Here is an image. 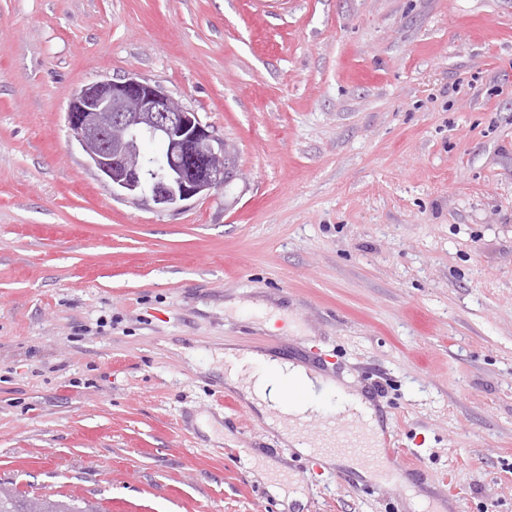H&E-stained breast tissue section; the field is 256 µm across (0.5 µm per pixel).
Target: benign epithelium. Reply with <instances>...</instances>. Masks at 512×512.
I'll use <instances>...</instances> for the list:
<instances>
[{"label": "benign epithelium", "instance_id": "7a95c632", "mask_svg": "<svg viewBox=\"0 0 512 512\" xmlns=\"http://www.w3.org/2000/svg\"><path fill=\"white\" fill-rule=\"evenodd\" d=\"M66 123L112 193L164 210L227 187L238 170L198 113L136 76L74 94Z\"/></svg>", "mask_w": 512, "mask_h": 512}]
</instances>
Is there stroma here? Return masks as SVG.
I'll list each match as a JSON object with an SVG mask.
<instances>
[{
  "instance_id": "stroma-1",
  "label": "stroma",
  "mask_w": 512,
  "mask_h": 512,
  "mask_svg": "<svg viewBox=\"0 0 512 512\" xmlns=\"http://www.w3.org/2000/svg\"><path fill=\"white\" fill-rule=\"evenodd\" d=\"M128 74L242 178L167 210L114 196L66 112ZM228 351L331 379L332 417L361 394L393 479L228 409ZM1 486L104 512H512V0H0Z\"/></svg>"
}]
</instances>
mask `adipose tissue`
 Segmentation results:
<instances>
[{
	"instance_id": "ef3b65f1",
	"label": "adipose tissue",
	"mask_w": 512,
	"mask_h": 512,
	"mask_svg": "<svg viewBox=\"0 0 512 512\" xmlns=\"http://www.w3.org/2000/svg\"><path fill=\"white\" fill-rule=\"evenodd\" d=\"M263 373L240 377L230 369L229 384L239 388L245 398L260 411L267 426L277 431L297 452L311 450L301 432L305 423L314 419L313 397L326 379L305 366L279 358L262 357Z\"/></svg>"
}]
</instances>
